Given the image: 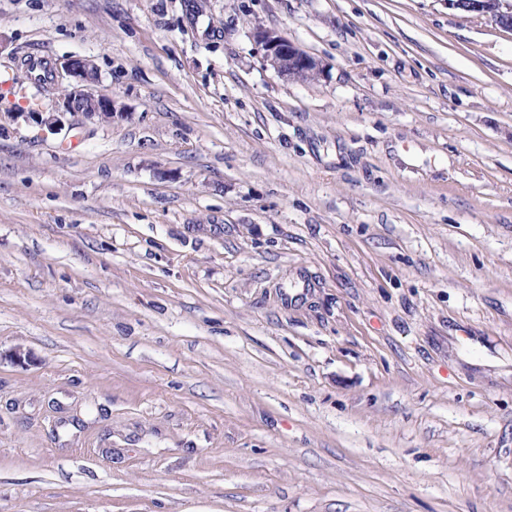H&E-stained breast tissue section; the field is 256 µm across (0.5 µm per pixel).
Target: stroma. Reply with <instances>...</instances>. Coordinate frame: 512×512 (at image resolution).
<instances>
[{
	"instance_id": "obj_1",
	"label": "stroma",
	"mask_w": 512,
	"mask_h": 512,
	"mask_svg": "<svg viewBox=\"0 0 512 512\" xmlns=\"http://www.w3.org/2000/svg\"><path fill=\"white\" fill-rule=\"evenodd\" d=\"M0 40V512H512V31L0 0ZM255 37L264 51V65L272 67L279 76L288 79L293 75L303 74L313 79L322 73L319 60L277 31L258 28ZM54 74L66 80L64 108L66 112L80 114L86 120L112 118V99L95 96L88 87L97 80V72L91 61L75 58L54 63Z\"/></svg>"
}]
</instances>
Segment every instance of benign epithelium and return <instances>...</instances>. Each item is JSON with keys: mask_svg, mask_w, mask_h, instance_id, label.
I'll return each mask as SVG.
<instances>
[{"mask_svg": "<svg viewBox=\"0 0 512 512\" xmlns=\"http://www.w3.org/2000/svg\"><path fill=\"white\" fill-rule=\"evenodd\" d=\"M448 5L491 19L505 30H512V0H448ZM262 45L263 63L272 67L281 77L303 74L313 79L322 73V65L315 57L301 50L295 43L274 30L259 28L255 32ZM56 77L66 81L65 111L95 121L112 117V99L96 96L88 87L97 80L91 61L75 58L54 63Z\"/></svg>", "mask_w": 512, "mask_h": 512, "instance_id": "1", "label": "benign epithelium"}]
</instances>
